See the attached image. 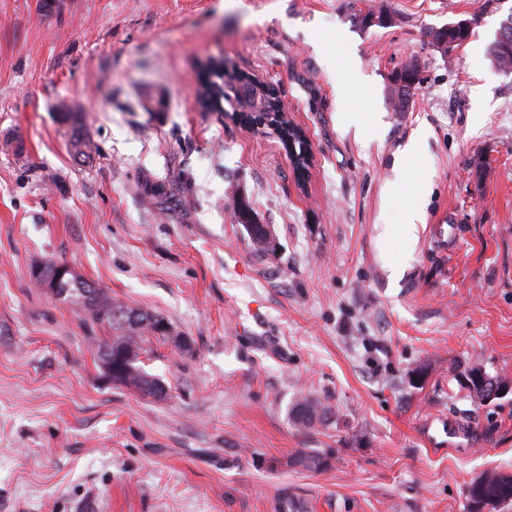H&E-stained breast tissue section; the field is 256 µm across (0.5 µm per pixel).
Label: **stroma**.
Wrapping results in <instances>:
<instances>
[{"label":"stroma","instance_id":"stroma-1","mask_svg":"<svg viewBox=\"0 0 512 512\" xmlns=\"http://www.w3.org/2000/svg\"><path fill=\"white\" fill-rule=\"evenodd\" d=\"M482 2L0 0V512H469L475 477L512 473V393L476 404L452 372L512 380V74L489 54L512 0ZM476 12L444 61L432 31ZM216 58L278 90L305 177L275 128L201 111ZM47 261L168 320L140 357L166 399L106 376L111 330L33 286ZM305 397L331 408L311 429ZM432 415L473 442L427 447ZM396 87V101H395V110L398 112H403V109L406 106V103L409 101V91L412 88H415L417 84H420V74L417 65L411 63L402 67L400 73L397 74L395 78ZM405 83V85L403 84ZM408 85H413L412 87H407ZM398 101V103H397ZM60 121L71 130L70 146L74 155L79 158H90L95 146L92 141L80 133L81 119L79 112H60Z\"/></svg>","mask_w":512,"mask_h":512}]
</instances>
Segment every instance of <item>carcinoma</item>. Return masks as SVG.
<instances>
[{
  "label": "carcinoma",
  "instance_id": "carcinoma-1",
  "mask_svg": "<svg viewBox=\"0 0 512 512\" xmlns=\"http://www.w3.org/2000/svg\"><path fill=\"white\" fill-rule=\"evenodd\" d=\"M470 36L471 33L467 29L450 32L448 28L441 27L434 32L432 43L446 54L448 43L452 42L459 47ZM226 75V63L222 59L211 60L204 67L199 91V101L203 109L224 110V88L227 87L235 91V97L242 107V119L257 127L269 119V116H275L280 112V104L273 91L259 90L246 82L237 86L233 81L226 79ZM395 82V110L401 112L409 101L410 86L420 83L417 65L411 63L402 67ZM60 121L71 130L70 146L73 154L84 159L91 157L95 146L90 139L80 133V114L62 112ZM240 221L248 225L250 239L256 250H271L272 245L267 233L259 225L249 223L247 210L241 211ZM45 277L58 278L56 299L74 306L92 323L106 325L112 330V341L97 345V357L104 362L113 352L126 353L125 373L116 380V383L155 398L166 397V385L138 366L139 356L146 352V344L151 342V339L164 341L170 337V324L164 317L113 300L109 292L82 279L65 264L50 261L40 266L39 273H31V281L37 288L42 287V280ZM505 381V377L488 375L486 386L475 385L469 392L476 401L489 403L493 401V384ZM329 414L328 406L306 397L296 404L293 420L299 426L311 428ZM289 465L319 471L330 467L329 461L315 452L298 454L290 459ZM467 496L470 503L469 512H484L488 507L494 509L512 504V473L492 472L473 479L468 486Z\"/></svg>",
  "mask_w": 512,
  "mask_h": 512
}]
</instances>
